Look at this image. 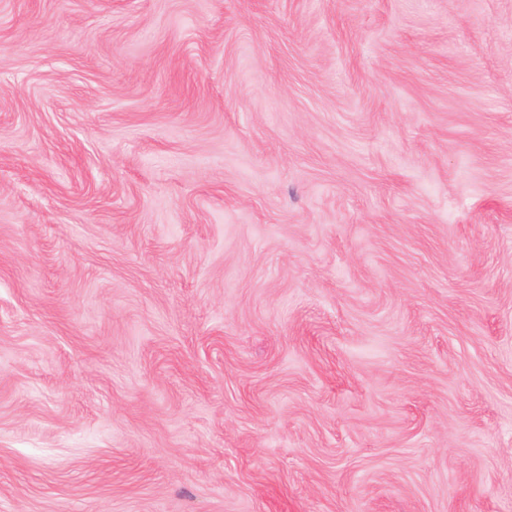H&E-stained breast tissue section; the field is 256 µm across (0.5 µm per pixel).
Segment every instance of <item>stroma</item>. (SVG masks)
<instances>
[{
    "instance_id": "35a3bbf8",
    "label": "stroma",
    "mask_w": 512,
    "mask_h": 512,
    "mask_svg": "<svg viewBox=\"0 0 512 512\" xmlns=\"http://www.w3.org/2000/svg\"><path fill=\"white\" fill-rule=\"evenodd\" d=\"M0 512H512V0H0Z\"/></svg>"
}]
</instances>
